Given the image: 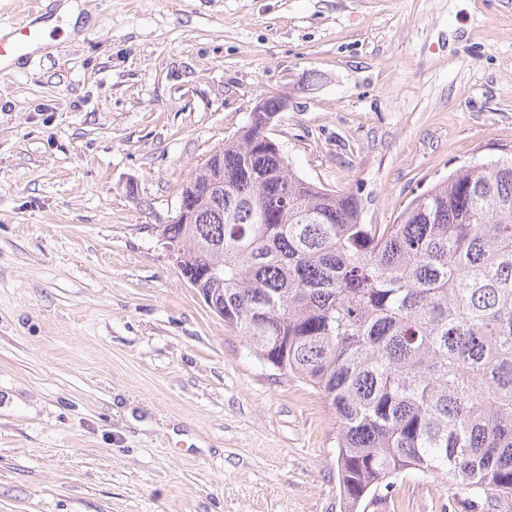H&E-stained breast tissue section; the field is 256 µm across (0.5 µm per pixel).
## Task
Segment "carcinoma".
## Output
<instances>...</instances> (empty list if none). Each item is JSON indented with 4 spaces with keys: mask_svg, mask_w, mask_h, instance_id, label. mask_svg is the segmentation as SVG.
Returning <instances> with one entry per match:
<instances>
[{
    "mask_svg": "<svg viewBox=\"0 0 512 512\" xmlns=\"http://www.w3.org/2000/svg\"><path fill=\"white\" fill-rule=\"evenodd\" d=\"M250 113L210 167L193 224H158L182 274L224 299V326L336 416L346 512L401 472L443 471L512 497V157L472 161L396 224L361 223L349 191L314 185L259 138Z\"/></svg>",
    "mask_w": 512,
    "mask_h": 512,
    "instance_id": "carcinoma-1",
    "label": "carcinoma"
}]
</instances>
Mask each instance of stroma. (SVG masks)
I'll use <instances>...</instances> for the list:
<instances>
[{"label":"stroma","mask_w":512,"mask_h":512,"mask_svg":"<svg viewBox=\"0 0 512 512\" xmlns=\"http://www.w3.org/2000/svg\"><path fill=\"white\" fill-rule=\"evenodd\" d=\"M0 0V512H344L338 424L154 231L256 104L366 224L512 154V0ZM365 512H512L407 470ZM13 42L5 44L0 36V73L7 68L6 62L13 55H22L40 40V31L26 21L17 23L12 29Z\"/></svg>","instance_id":"obj_1"}]
</instances>
